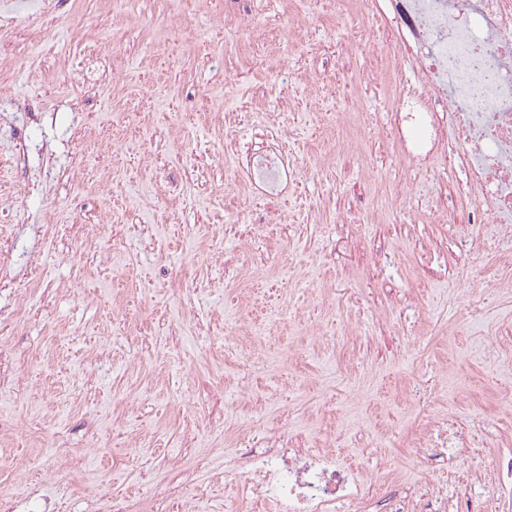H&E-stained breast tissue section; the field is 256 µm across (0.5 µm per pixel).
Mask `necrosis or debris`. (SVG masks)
Instances as JSON below:
<instances>
[{
	"label": "necrosis or debris",
	"mask_w": 512,
	"mask_h": 512,
	"mask_svg": "<svg viewBox=\"0 0 512 512\" xmlns=\"http://www.w3.org/2000/svg\"><path fill=\"white\" fill-rule=\"evenodd\" d=\"M401 30L397 43L378 45L379 55L415 58L422 92L399 94L393 115L403 142L402 161L413 171L455 156L465 170L463 192L479 208L480 220L512 242V0H385ZM288 132L271 128L262 147L236 152L247 172L264 170L262 189L272 192L288 170L283 149ZM471 429L456 417L427 422L411 456L418 479L396 481L387 464L386 489L368 484L358 470L325 448H270L239 455L234 486L224 492V512H458L446 482L462 461L476 455ZM487 465L458 481V496H485L480 512H496L492 496L512 486V453L489 448Z\"/></svg>",
	"instance_id": "1"
}]
</instances>
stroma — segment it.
<instances>
[{"mask_svg": "<svg viewBox=\"0 0 512 512\" xmlns=\"http://www.w3.org/2000/svg\"><path fill=\"white\" fill-rule=\"evenodd\" d=\"M395 34L380 0H0L15 512H173L190 479L224 512L226 459L274 430L405 483L426 420L512 432V288L467 313L504 246L453 161L404 171L391 81L413 64L371 51ZM227 112L245 144L290 129L276 193L225 156Z\"/></svg>", "mask_w": 512, "mask_h": 512, "instance_id": "35a3bbf8", "label": "stroma"}]
</instances>
